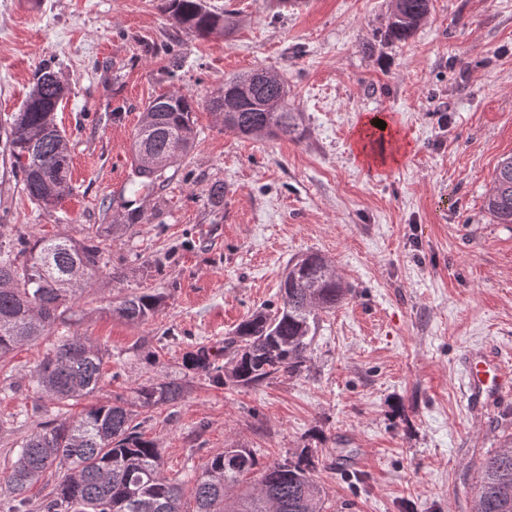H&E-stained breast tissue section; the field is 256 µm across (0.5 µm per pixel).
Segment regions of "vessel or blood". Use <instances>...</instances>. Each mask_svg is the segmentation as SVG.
Returning <instances> with one entry per match:
<instances>
[{"label": "vessel or blood", "mask_w": 512, "mask_h": 512, "mask_svg": "<svg viewBox=\"0 0 512 512\" xmlns=\"http://www.w3.org/2000/svg\"><path fill=\"white\" fill-rule=\"evenodd\" d=\"M463 381L468 407L476 414L512 393V372L505 370L500 354L492 350L473 349L466 354Z\"/></svg>", "instance_id": "1"}]
</instances>
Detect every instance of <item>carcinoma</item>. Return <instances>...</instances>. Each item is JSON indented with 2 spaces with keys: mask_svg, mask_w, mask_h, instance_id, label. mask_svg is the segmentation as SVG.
Masks as SVG:
<instances>
[{
  "mask_svg": "<svg viewBox=\"0 0 512 512\" xmlns=\"http://www.w3.org/2000/svg\"><path fill=\"white\" fill-rule=\"evenodd\" d=\"M392 2L381 38L405 42L427 18L431 0ZM164 10L175 25L200 37L216 31L229 36L236 28L231 11H218L207 0H164ZM268 74L262 68L224 80L206 107L222 117L227 131L299 141L305 126L301 113L288 111V83L278 74L270 80ZM64 95L55 72L41 69L4 128L3 153L11 172L45 210L73 191L70 141L55 122ZM193 111L194 101L182 94L149 102L133 142L134 172L142 187L160 186L165 171L190 152L196 140ZM485 207L496 223L512 224V155L497 165ZM101 257L92 236L78 240L61 232L35 233L15 243L0 241V359L72 320ZM350 292L322 254L295 257L280 282L276 307L252 312L224 337V364L204 346L187 361L224 386L256 387L280 373L300 376L310 369L320 313L336 309ZM162 301L159 294L130 293L112 313L141 323ZM102 364V351L87 337L60 336L33 370L30 384L43 397L77 404L99 390ZM185 388L182 380L150 381L133 392L131 401L117 397L89 404L76 416L43 422L40 431L20 442L7 477L18 493L14 512H28L24 491L54 465L66 474L38 504L40 512H182L183 490L164 476L159 448L139 431L134 407L173 403ZM257 466L246 448L213 454L194 480L196 512H324L326 492L315 479L308 451L263 467L250 489H237L239 477ZM471 512H512L511 437L482 462Z\"/></svg>",
  "mask_w": 512,
  "mask_h": 512,
  "instance_id": "cac0c4a2",
  "label": "carcinoma"
}]
</instances>
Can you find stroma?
Wrapping results in <instances>:
<instances>
[{
	"label": "stroma",
	"instance_id": "1",
	"mask_svg": "<svg viewBox=\"0 0 512 512\" xmlns=\"http://www.w3.org/2000/svg\"><path fill=\"white\" fill-rule=\"evenodd\" d=\"M161 3L0 0V122L50 66L67 88L56 122L74 186L48 213L0 162V240L100 237L101 268L71 326L105 354L94 401L186 376L178 403L138 420L164 475L187 487L232 445L262 466L306 448L327 512H471L480 464L512 434V395L470 414L461 361L487 345L512 370V224L485 209L512 154V0H432L404 43L380 39L391 0H210L237 27L205 38ZM258 67L287 80L302 140L241 136L207 110L225 79ZM172 93L193 97L198 136L149 191L131 146L147 104ZM385 112L410 149L363 164L352 132ZM131 210L144 222L125 226ZM312 251L350 292L321 314L308 372L244 388L185 369L197 346H223L275 302L289 259ZM131 292L164 303L130 324L112 305ZM46 348L0 362V512L22 438L81 410L32 390Z\"/></svg>",
	"mask_w": 512,
	"mask_h": 512
}]
</instances>
